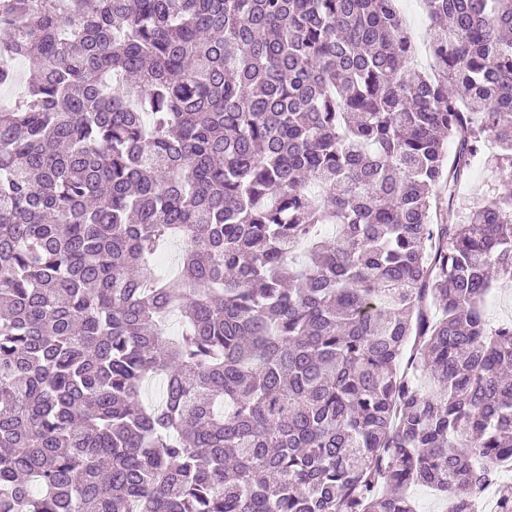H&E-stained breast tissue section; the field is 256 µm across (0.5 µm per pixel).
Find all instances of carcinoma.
<instances>
[{
	"label": "carcinoma",
	"instance_id": "1",
	"mask_svg": "<svg viewBox=\"0 0 512 512\" xmlns=\"http://www.w3.org/2000/svg\"><path fill=\"white\" fill-rule=\"evenodd\" d=\"M397 2L0 0V512H477L512 0H425L436 75ZM507 183L512 184V171L497 170L492 172L485 165L484 160L475 162L469 177V183L462 190L456 209L460 211L461 208L478 202L483 194L501 189ZM410 497L416 512H447L448 502L435 492L423 486H414L410 489Z\"/></svg>",
	"mask_w": 512,
	"mask_h": 512
}]
</instances>
